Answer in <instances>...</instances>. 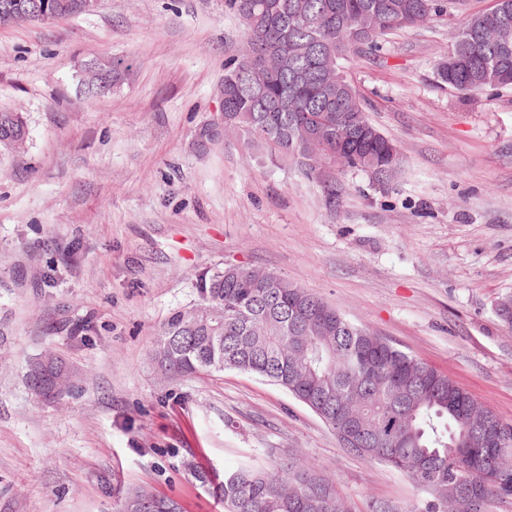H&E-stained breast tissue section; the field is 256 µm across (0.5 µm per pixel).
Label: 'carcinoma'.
I'll return each instance as SVG.
<instances>
[{"label":"carcinoma","instance_id":"cac0c4a2","mask_svg":"<svg viewBox=\"0 0 512 512\" xmlns=\"http://www.w3.org/2000/svg\"><path fill=\"white\" fill-rule=\"evenodd\" d=\"M465 0H224L243 23L247 42L224 64V124L270 160L329 180L310 154L309 136L331 150L336 167L357 169L379 184L400 163L396 144L369 119L347 79L350 54L381 48L389 33L425 25ZM483 11L468 16L436 69L460 91L512 85V42L495 51L483 38ZM274 68L263 87L251 82L254 58ZM17 112H0V147L22 152L28 136ZM201 304L173 312L161 327L152 362L164 376L240 370L288 391L338 436L349 452L387 463L429 499L405 509L385 501L370 512H472L460 487L475 489L488 512L512 498V424L464 389L381 337L336 326L339 312L266 266L226 267L205 274ZM217 487L224 512H345L335 483L296 456L266 469L252 461L224 472L199 471ZM170 512L178 500L145 489L127 491L118 508Z\"/></svg>","mask_w":512,"mask_h":512}]
</instances>
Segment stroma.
Masks as SVG:
<instances>
[{"instance_id":"35a3bbf8","label":"stroma","mask_w":512,"mask_h":512,"mask_svg":"<svg viewBox=\"0 0 512 512\" xmlns=\"http://www.w3.org/2000/svg\"><path fill=\"white\" fill-rule=\"evenodd\" d=\"M491 0L384 38L345 73L398 145L387 184L337 174V195L222 126L224 63L246 39L224 0H100L95 12L0 27V111L28 127L0 148V512H115L145 488L224 512L197 469L254 455L314 462L349 512L427 495L349 453L281 387L227 370L161 377L150 355L202 274L262 265L442 372L512 424V87L462 94L435 70ZM129 60L104 95L82 64ZM51 351L76 371L59 400L26 384Z\"/></svg>"}]
</instances>
